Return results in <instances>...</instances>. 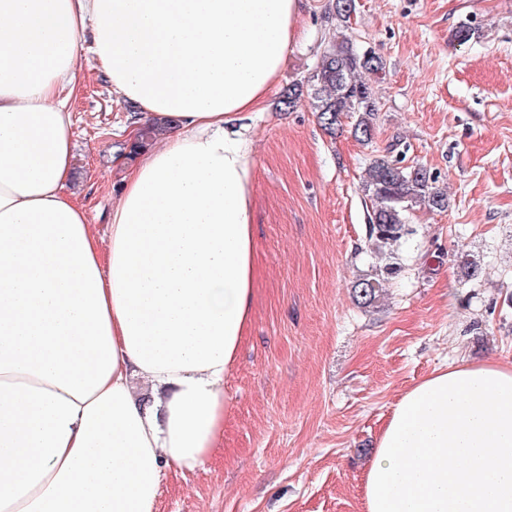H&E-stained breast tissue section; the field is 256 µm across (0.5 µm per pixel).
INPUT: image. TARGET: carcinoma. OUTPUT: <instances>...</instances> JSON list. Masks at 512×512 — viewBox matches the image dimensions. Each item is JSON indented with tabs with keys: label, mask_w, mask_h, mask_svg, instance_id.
Returning <instances> with one entry per match:
<instances>
[{
	"label": "carcinoma",
	"mask_w": 512,
	"mask_h": 512,
	"mask_svg": "<svg viewBox=\"0 0 512 512\" xmlns=\"http://www.w3.org/2000/svg\"><path fill=\"white\" fill-rule=\"evenodd\" d=\"M353 0H336L335 28L320 61L307 79L308 96L319 124L329 133L342 130V120L353 114L351 135L365 144L372 141L376 104L367 75H380L384 67L381 57L372 50L356 49L347 33V21ZM161 123L148 120L139 127L138 148L154 142ZM435 178L419 165H406L404 159L386 155L374 159L366 170L364 191L371 201L368 238L380 254L391 255L405 233L407 214L414 208L445 211L448 195L433 187ZM397 273V264L387 263L373 276L360 278L353 284L358 303L370 306L377 297L382 281Z\"/></svg>",
	"instance_id": "carcinoma-1"
}]
</instances>
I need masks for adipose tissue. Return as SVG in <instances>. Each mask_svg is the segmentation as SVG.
<instances>
[{
	"label": "adipose tissue",
	"mask_w": 512,
	"mask_h": 512,
	"mask_svg": "<svg viewBox=\"0 0 512 512\" xmlns=\"http://www.w3.org/2000/svg\"><path fill=\"white\" fill-rule=\"evenodd\" d=\"M305 0H0V512H155L163 471L224 435L249 322L250 141ZM91 44L119 98L170 127L108 234L66 189ZM364 512H512V367L405 391Z\"/></svg>",
	"instance_id": "1"
}]
</instances>
